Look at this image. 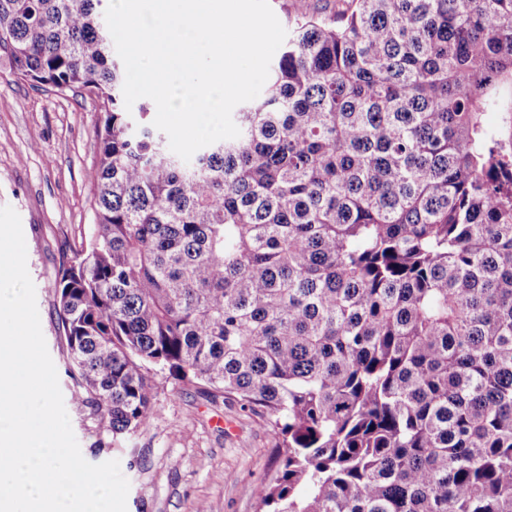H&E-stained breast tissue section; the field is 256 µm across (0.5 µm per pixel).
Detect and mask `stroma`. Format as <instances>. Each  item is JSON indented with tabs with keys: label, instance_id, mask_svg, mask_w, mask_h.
I'll list each match as a JSON object with an SVG mask.
<instances>
[{
	"label": "stroma",
	"instance_id": "1",
	"mask_svg": "<svg viewBox=\"0 0 512 512\" xmlns=\"http://www.w3.org/2000/svg\"><path fill=\"white\" fill-rule=\"evenodd\" d=\"M101 118L94 94L17 80L0 58V207L21 218L42 332L66 397L72 384L63 374L54 281L69 247L95 222L87 176L99 159ZM154 380L158 411L127 447L96 449L93 424L70 412L85 460L119 461L130 483L127 512H260L255 488L277 466L273 427L205 386L165 373Z\"/></svg>",
	"mask_w": 512,
	"mask_h": 512
}]
</instances>
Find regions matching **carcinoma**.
Instances as JSON below:
<instances>
[{
  "mask_svg": "<svg viewBox=\"0 0 512 512\" xmlns=\"http://www.w3.org/2000/svg\"><path fill=\"white\" fill-rule=\"evenodd\" d=\"M100 2L0 0L16 78L101 102L54 283L95 447L154 418L152 367L277 430L265 512H512V0L288 18L188 162L125 109Z\"/></svg>",
  "mask_w": 512,
  "mask_h": 512,
  "instance_id": "obj_1",
  "label": "carcinoma"
}]
</instances>
